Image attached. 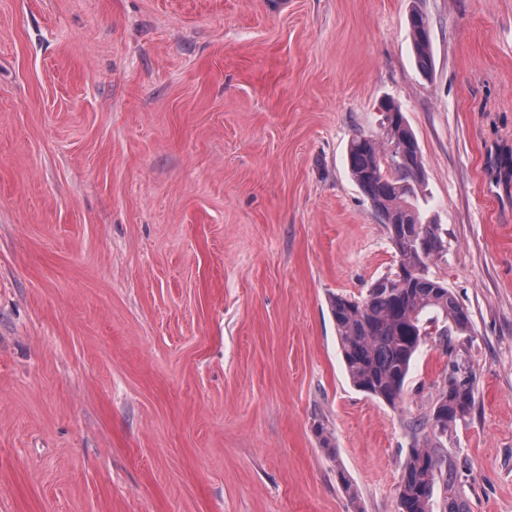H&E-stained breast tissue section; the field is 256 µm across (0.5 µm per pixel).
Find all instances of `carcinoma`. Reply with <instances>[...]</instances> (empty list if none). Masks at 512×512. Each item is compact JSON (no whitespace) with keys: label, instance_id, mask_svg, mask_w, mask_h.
Returning a JSON list of instances; mask_svg holds the SVG:
<instances>
[{"label":"carcinoma","instance_id":"obj_1","mask_svg":"<svg viewBox=\"0 0 512 512\" xmlns=\"http://www.w3.org/2000/svg\"><path fill=\"white\" fill-rule=\"evenodd\" d=\"M413 13L416 65L429 74L434 65L430 35ZM380 127L388 132L377 139L354 136L347 148L352 179L369 199L379 223L385 225L397 265L405 272H390L375 279L366 294H336L330 309L343 354L345 370L359 390L395 408L403 401L411 365L435 336L447 347L452 337L472 332L471 315L450 289L429 274V262L448 251L440 225L427 220L419 203L422 155L415 135L400 108L385 103ZM475 404L474 376L462 359L448 364V379L438 393L430 418L411 426L410 448L397 487L398 512H432L435 486L443 484L444 512H467L457 489V469L442 448L418 435L431 428L433 439L448 435L470 414Z\"/></svg>","mask_w":512,"mask_h":512}]
</instances>
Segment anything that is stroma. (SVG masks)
Returning <instances> with one entry per match:
<instances>
[{
  "label": "stroma",
  "mask_w": 512,
  "mask_h": 512,
  "mask_svg": "<svg viewBox=\"0 0 512 512\" xmlns=\"http://www.w3.org/2000/svg\"><path fill=\"white\" fill-rule=\"evenodd\" d=\"M385 99L473 324L395 408L329 307L396 266L346 163ZM511 155L512 0H0V512H398L453 355L443 449L512 512ZM416 16L420 18V22L416 20ZM422 16L423 15L419 12L413 13L410 16L408 25L413 35V48L416 58V65L421 73L427 75L432 71L434 61L431 51L430 29L429 33L426 35L422 26ZM423 17L425 20H427L425 16ZM427 24L429 27L428 20Z\"/></svg>",
  "instance_id": "stroma-1"
}]
</instances>
